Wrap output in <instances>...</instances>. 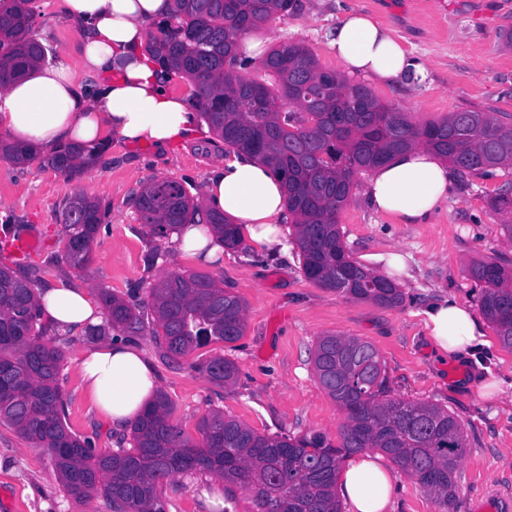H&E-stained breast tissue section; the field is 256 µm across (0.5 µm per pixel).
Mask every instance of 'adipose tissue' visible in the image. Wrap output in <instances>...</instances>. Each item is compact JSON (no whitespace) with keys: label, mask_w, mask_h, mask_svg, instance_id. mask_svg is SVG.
I'll use <instances>...</instances> for the list:
<instances>
[{"label":"adipose tissue","mask_w":512,"mask_h":512,"mask_svg":"<svg viewBox=\"0 0 512 512\" xmlns=\"http://www.w3.org/2000/svg\"><path fill=\"white\" fill-rule=\"evenodd\" d=\"M169 9V0H63V12L79 36V57L40 64L1 87L0 130L32 150L92 145L110 135L164 148L193 136V101L167 91L156 63L144 51L151 28ZM326 46L348 72L388 86L413 85L425 73L424 65L367 13H345L328 31ZM78 67L94 76L93 85L77 83ZM453 177L441 156L416 146L393 153L373 169L365 199L400 223L422 224L447 199ZM204 208L179 229L177 250L184 258L207 262L221 251L220 238L206 222L209 211L236 219L254 248L287 257L281 229L284 184L253 157L239 154L216 165ZM37 298L42 316L65 331L100 324L103 318V309L84 288L58 283L39 291ZM420 314L441 360L466 364L477 350L491 345L478 318L453 296L430 299ZM79 374L101 419L118 430L133 423L158 392L152 360L128 342L84 350ZM391 479L382 457L365 452L344 466L339 493L351 512H389Z\"/></svg>","instance_id":"1"}]
</instances>
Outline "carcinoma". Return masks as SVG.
<instances>
[{"instance_id":"obj_1","label":"carcinoma","mask_w":512,"mask_h":512,"mask_svg":"<svg viewBox=\"0 0 512 512\" xmlns=\"http://www.w3.org/2000/svg\"><path fill=\"white\" fill-rule=\"evenodd\" d=\"M30 2L14 0L0 12V88L45 59L44 47L30 36ZM295 7V0H171L146 49L162 76L188 80L200 116L224 145L281 174L304 277L336 290L338 277L347 272L356 283L348 297L397 307L403 301L398 286L353 261L342 240L337 215L355 176L418 145L448 159L462 177L487 174L512 165V127L470 109L417 127L366 86L323 69L297 43L281 44L263 60L274 83L243 75L249 63L238 57L239 36ZM105 147H57L42 163L71 180L91 167ZM0 159L27 164L35 156L0 139ZM135 208L155 241L169 238L189 215L202 210L180 182L155 177L137 193ZM105 216L100 203L83 191L66 202L64 257L70 265L82 269L92 262ZM208 221L224 237V247H241L237 225L224 222L220 213L209 214ZM469 274L482 286L483 315L502 346L512 350V273L490 258L473 262ZM149 297L152 335L172 357L211 342L232 344L244 335V303L206 274L169 272L149 289ZM101 298L110 325L145 331L137 308L108 292ZM39 316L32 282L1 264L0 421L45 449L79 500L100 492L112 512H162L159 489L164 482L178 474L206 472L224 479L228 497L236 487L248 490L254 512H342L336 495L340 463L367 449L386 454L398 472L443 504L456 496L466 447L462 423L438 403L391 396L384 363L368 342L326 335L315 345L316 378L344 414L336 447L316 435H261L219 411L200 421L202 441L194 444L170 421V404L161 393L132 424L131 447L98 451L64 423L58 381L62 352ZM199 369L226 387L237 376L235 363L222 356Z\"/></svg>"}]
</instances>
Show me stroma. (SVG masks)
<instances>
[{
	"label": "stroma",
	"instance_id": "obj_1",
	"mask_svg": "<svg viewBox=\"0 0 512 512\" xmlns=\"http://www.w3.org/2000/svg\"><path fill=\"white\" fill-rule=\"evenodd\" d=\"M288 15L272 20L277 43L305 45L329 71L341 66L329 54L326 34L344 11L374 16L401 38L427 68L420 84L397 90L372 79L364 84L381 102L404 112L420 126L448 113L477 109L497 122L512 124V45L500 38L512 29V0H296ZM31 35L47 50V62L77 52V31L60 9V0H33ZM225 146L207 129L164 149L133 146L113 138L91 170L66 180L39 162L0 161V238L33 236L35 247L23 262L0 252V264L31 278L42 289L58 281L110 291L129 304L145 305L151 286L169 271L212 276L246 305L244 336L232 346L212 343L184 358L171 359L150 332L132 340L153 359L160 391L169 400L171 420L192 440L211 411H224L260 434L319 435L338 445L344 415L318 383L313 353L320 336L335 333L372 344L386 365L391 394L404 400L432 401L448 407L463 423L466 448L452 506L416 480L393 473L390 512H481L490 486L512 490V351L503 348L493 326L485 332L493 351L481 363L460 366L439 361L418 311L429 298L453 294L478 311L481 287L469 275L478 260L497 259L512 269V238L504 226L512 214L495 211L493 200L512 186V168L458 179L441 211L424 224H401L372 211L364 201L368 172H360L338 214L351 257L393 250L408 256V272L393 280L404 293L402 305L384 308L355 300L306 279L298 248L288 258L271 259L253 247L225 251L207 263L180 256L173 240L152 242L134 198L150 178H172L191 196H203L213 165ZM95 197L106 211L94 239L92 263L71 267L64 259L63 204L76 191ZM60 347L59 383L65 422L77 436L99 449L128 447L129 431L103 422L84 393L78 371L80 353L94 340L88 331H67ZM224 356L238 368L231 388L212 383L200 363ZM502 379L504 397L484 398L473 379L483 369ZM210 474L178 475L164 483V512H251L248 491L235 489L226 503L208 502L220 490ZM0 512H111L102 495L80 501L64 488L51 456L0 423Z\"/></svg>",
	"mask_w": 512,
	"mask_h": 512
}]
</instances>
